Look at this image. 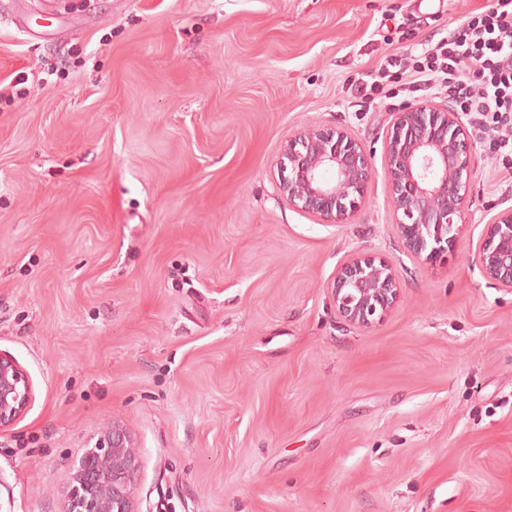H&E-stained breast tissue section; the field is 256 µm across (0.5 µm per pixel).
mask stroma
Returning a JSON list of instances; mask_svg holds the SVG:
<instances>
[{
  "label": "stroma",
  "instance_id": "35a3bbf8",
  "mask_svg": "<svg viewBox=\"0 0 512 512\" xmlns=\"http://www.w3.org/2000/svg\"><path fill=\"white\" fill-rule=\"evenodd\" d=\"M0 0V352L33 400L0 432V512H62L118 425L137 512H512V290L475 261L512 175L473 134L469 211L433 263L402 249L392 112L357 79L492 0ZM340 127L376 170L347 223L279 191L289 137ZM389 260L367 329L328 288Z\"/></svg>",
  "mask_w": 512,
  "mask_h": 512
}]
</instances>
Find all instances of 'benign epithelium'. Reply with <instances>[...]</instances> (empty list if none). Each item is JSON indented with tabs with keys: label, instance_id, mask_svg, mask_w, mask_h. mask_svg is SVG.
<instances>
[{
	"label": "benign epithelium",
	"instance_id": "obj_1",
	"mask_svg": "<svg viewBox=\"0 0 512 512\" xmlns=\"http://www.w3.org/2000/svg\"><path fill=\"white\" fill-rule=\"evenodd\" d=\"M383 146L398 239L411 255L433 262L466 224L473 142L449 99L393 113ZM283 157L280 191L288 204L333 224L346 223L375 176L363 144L339 127L300 133ZM476 261L487 279L512 289L511 207L486 225ZM329 288L348 324L369 327L396 301L399 283L386 259L357 256L337 268ZM32 398L27 374L0 353V431L24 415ZM139 467L131 436L112 426L74 467L64 512H137L131 483Z\"/></svg>",
	"mask_w": 512,
	"mask_h": 512
}]
</instances>
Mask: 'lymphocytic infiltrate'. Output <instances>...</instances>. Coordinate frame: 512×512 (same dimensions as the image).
Instances as JSON below:
<instances>
[{
	"label": "lymphocytic infiltrate",
	"instance_id": "1",
	"mask_svg": "<svg viewBox=\"0 0 512 512\" xmlns=\"http://www.w3.org/2000/svg\"><path fill=\"white\" fill-rule=\"evenodd\" d=\"M413 82L447 92L475 124L494 132V146L512 149V0H494L484 13L450 31L414 60Z\"/></svg>",
	"mask_w": 512,
	"mask_h": 512
}]
</instances>
